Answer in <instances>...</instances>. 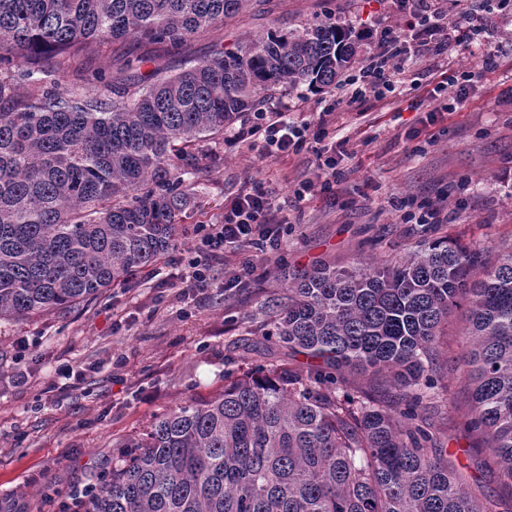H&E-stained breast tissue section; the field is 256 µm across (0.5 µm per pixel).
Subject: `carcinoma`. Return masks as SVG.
I'll return each mask as SVG.
<instances>
[{
	"label": "carcinoma",
	"instance_id": "carcinoma-1",
	"mask_svg": "<svg viewBox=\"0 0 512 512\" xmlns=\"http://www.w3.org/2000/svg\"><path fill=\"white\" fill-rule=\"evenodd\" d=\"M270 0H0V319L88 303L155 263L208 176L204 143L282 89L322 92L354 63L332 22L268 31L177 72H90L111 42L184 46ZM437 239L407 259L288 279L264 335L311 360L224 377V391L126 438L84 512H512L482 499L427 427L448 319L466 303L465 426L512 482V243ZM394 388L378 401L345 374Z\"/></svg>",
	"mask_w": 512,
	"mask_h": 512
}]
</instances>
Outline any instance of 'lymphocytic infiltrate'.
<instances>
[{
  "label": "lymphocytic infiltrate",
  "instance_id": "f902f5d3",
  "mask_svg": "<svg viewBox=\"0 0 512 512\" xmlns=\"http://www.w3.org/2000/svg\"><path fill=\"white\" fill-rule=\"evenodd\" d=\"M482 30L470 8H461L452 15L442 14L431 9L412 10L405 15V24L400 35L391 36L381 44L372 62L359 74L345 80L347 91L344 100L332 99L323 106L324 114L336 111L340 103L349 104L364 96L384 100L387 93L394 91L396 74L402 73L411 55L434 58L432 76L436 85L430 94V105L436 112L460 110L483 73L497 69L494 55L484 56L482 67L477 71L461 73L456 80V91L448 89V73L439 59L455 47H469ZM327 134L326 128L316 130L306 125L290 121L288 110L277 107L271 111L258 112L253 124L239 130L236 141H262L268 153L283 158L299 151L308 139L321 140ZM282 204L263 189L260 184H252L245 189L224 210V220L219 224H208L203 229L199 249L208 257L207 263L191 262L186 280L190 287L204 288L209 279V261L224 257L225 245L246 243L261 248L279 249L281 235L277 230L281 224Z\"/></svg>",
  "mask_w": 512,
  "mask_h": 512
}]
</instances>
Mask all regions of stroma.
<instances>
[{
	"label": "stroma",
	"mask_w": 512,
	"mask_h": 512,
	"mask_svg": "<svg viewBox=\"0 0 512 512\" xmlns=\"http://www.w3.org/2000/svg\"><path fill=\"white\" fill-rule=\"evenodd\" d=\"M400 16L394 0H270L267 12L228 20L183 51L163 55L155 45L116 42L95 63L114 70L140 53L146 73L157 54L175 69L187 58L205 60L217 44L231 48L271 28L299 31L329 20L351 31L363 67ZM481 23L480 41L449 54L448 72L472 70L488 54L500 66L470 89L460 111L428 121L427 58L400 75L395 104L369 97L336 110L327 125L341 174L335 194L294 200L295 189L316 174V143L275 160L233 143L235 131L227 129L208 144L212 162L200 206L183 215L176 249L91 303L1 319L0 500L17 501L22 512H75L73 487L97 485L111 472L119 442L144 432L160 413L220 393L225 374L269 364L257 351L265 303L282 292L292 269L396 261L444 236L465 244L511 241L512 9L482 12ZM254 180L284 205L282 248L226 249L211 265L210 288L188 295L186 267L198 256L200 226L220 221L225 205ZM403 199L442 207L447 223H405ZM233 276L237 286L225 287ZM463 318L457 310L448 323L437 409L428 419L471 491L497 499L512 489L498 471L482 468L489 451L460 424L465 405L455 358Z\"/></svg>",
	"instance_id": "stroma-1"
}]
</instances>
